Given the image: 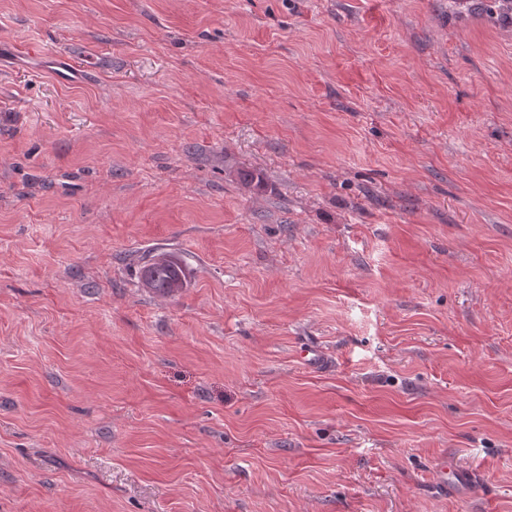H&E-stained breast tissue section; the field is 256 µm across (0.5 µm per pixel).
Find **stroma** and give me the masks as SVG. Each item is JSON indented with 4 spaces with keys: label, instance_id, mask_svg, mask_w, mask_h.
<instances>
[{
    "label": "stroma",
    "instance_id": "1",
    "mask_svg": "<svg viewBox=\"0 0 512 512\" xmlns=\"http://www.w3.org/2000/svg\"><path fill=\"white\" fill-rule=\"evenodd\" d=\"M0 512H512V24L0 0ZM141 278L146 288L162 296H170L183 288L186 270L183 261L169 252H159L142 267ZM470 482V473L467 470L448 465V460H443L436 472V484L448 489V484L465 486Z\"/></svg>",
    "mask_w": 512,
    "mask_h": 512
}]
</instances>
